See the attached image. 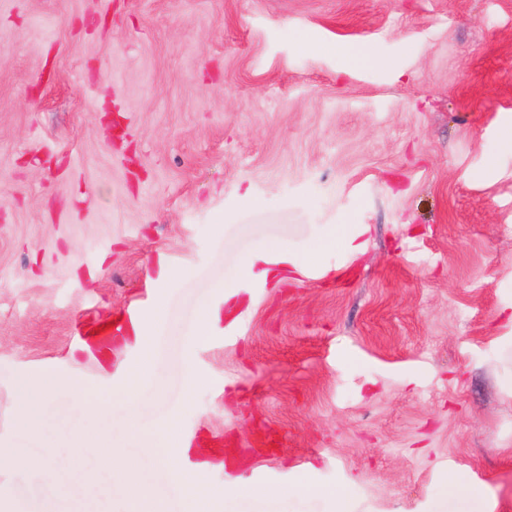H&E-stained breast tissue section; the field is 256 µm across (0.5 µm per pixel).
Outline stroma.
Returning <instances> with one entry per match:
<instances>
[{"label": "stroma", "mask_w": 512, "mask_h": 512, "mask_svg": "<svg viewBox=\"0 0 512 512\" xmlns=\"http://www.w3.org/2000/svg\"><path fill=\"white\" fill-rule=\"evenodd\" d=\"M507 124L512 0H0L13 512H187L175 470L202 512H512ZM339 224L363 253L326 246ZM275 249L315 262L282 281ZM137 301L151 357L130 329L74 335ZM23 375L57 381L33 428ZM108 462L112 468L115 467L122 475V484L127 493L136 496L138 495V488L135 483L136 469L123 455L121 451L113 448L112 453L108 457Z\"/></svg>", "instance_id": "stroma-1"}]
</instances>
